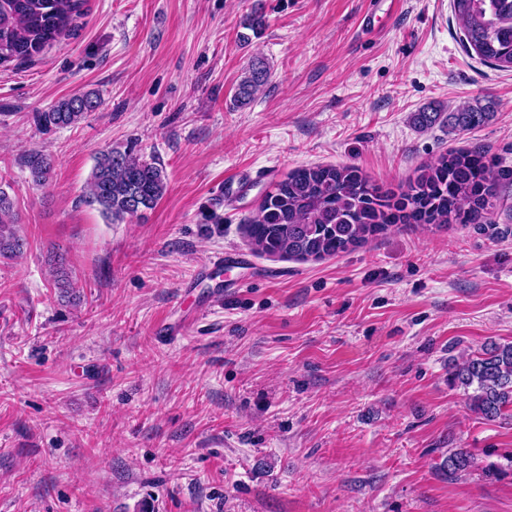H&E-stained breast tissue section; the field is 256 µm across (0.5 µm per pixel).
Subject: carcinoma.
<instances>
[{
	"mask_svg": "<svg viewBox=\"0 0 512 512\" xmlns=\"http://www.w3.org/2000/svg\"><path fill=\"white\" fill-rule=\"evenodd\" d=\"M467 52L498 70H512V0H452ZM84 0H0V64L28 61L64 35ZM270 72L253 67L241 80L236 102L245 105L267 84ZM99 105L93 93L62 99L33 119L44 130L78 123ZM494 116L487 106L463 105L448 113V126L468 131ZM34 181H46L52 159L32 153L27 160ZM512 179L481 145L443 155L425 165L407 187L380 184L355 165L301 167L269 189L253 220L245 225L252 249L298 260L346 252L396 224H475L495 208L501 184ZM167 187L163 167L129 148L110 149L95 158L86 198L111 223L141 218ZM13 202L0 191V258L23 253L13 224ZM452 385L474 388L471 409L488 421L505 419L512 409V343H490L449 371ZM472 453L458 448L442 458L448 474L468 470Z\"/></svg>",
	"mask_w": 512,
	"mask_h": 512,
	"instance_id": "obj_1",
	"label": "carcinoma"
}]
</instances>
